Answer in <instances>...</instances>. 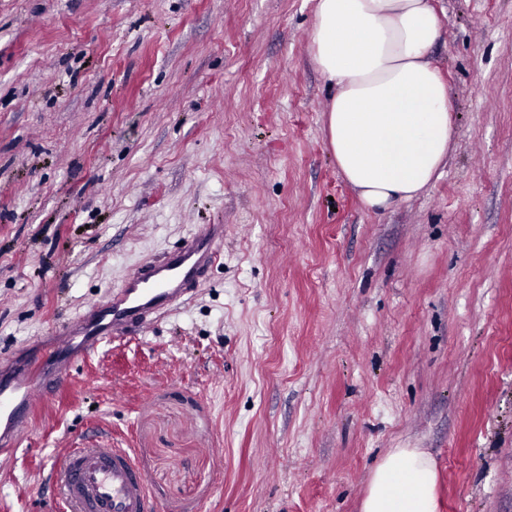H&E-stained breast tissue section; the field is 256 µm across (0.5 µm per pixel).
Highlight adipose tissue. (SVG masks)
Segmentation results:
<instances>
[{"instance_id": "ef3b65f1", "label": "adipose tissue", "mask_w": 512, "mask_h": 512, "mask_svg": "<svg viewBox=\"0 0 512 512\" xmlns=\"http://www.w3.org/2000/svg\"><path fill=\"white\" fill-rule=\"evenodd\" d=\"M441 33L432 0H317L310 52L335 88L324 111L328 146L368 209L412 200L443 174L454 124L430 58ZM437 484L430 453L393 449L361 512H439Z\"/></svg>"}]
</instances>
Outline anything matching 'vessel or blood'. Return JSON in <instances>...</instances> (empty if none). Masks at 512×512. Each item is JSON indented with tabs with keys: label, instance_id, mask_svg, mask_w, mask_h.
Here are the masks:
<instances>
[{
	"label": "vessel or blood",
	"instance_id": "1",
	"mask_svg": "<svg viewBox=\"0 0 512 512\" xmlns=\"http://www.w3.org/2000/svg\"><path fill=\"white\" fill-rule=\"evenodd\" d=\"M223 243V225H199L179 247L131 268L120 287L57 323L56 340L42 342L23 368L0 374V457L20 447L37 402L61 388L76 363L182 303L222 256ZM52 478L64 512H152L146 476L127 449H68Z\"/></svg>",
	"mask_w": 512,
	"mask_h": 512
}]
</instances>
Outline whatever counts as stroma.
<instances>
[{"mask_svg":"<svg viewBox=\"0 0 512 512\" xmlns=\"http://www.w3.org/2000/svg\"><path fill=\"white\" fill-rule=\"evenodd\" d=\"M434 5L451 154L373 211L328 149L316 0H0V358L224 227L184 304L35 407L0 512H57L99 441L153 512H360L394 448L435 458L440 512H512V0Z\"/></svg>","mask_w":512,"mask_h":512,"instance_id":"1","label":"stroma"}]
</instances>
